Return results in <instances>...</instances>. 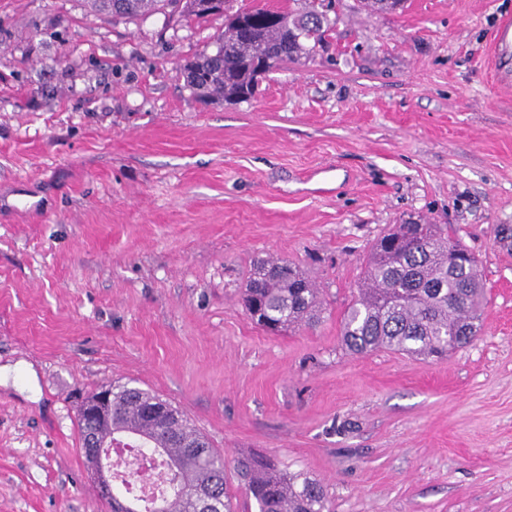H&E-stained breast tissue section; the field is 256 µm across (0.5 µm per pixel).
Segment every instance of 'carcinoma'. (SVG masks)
<instances>
[{
    "instance_id": "cac0c4a2",
    "label": "carcinoma",
    "mask_w": 512,
    "mask_h": 512,
    "mask_svg": "<svg viewBox=\"0 0 512 512\" xmlns=\"http://www.w3.org/2000/svg\"><path fill=\"white\" fill-rule=\"evenodd\" d=\"M105 14L139 18L177 10L197 19L224 17L216 49L185 67L186 87L199 99L245 102L255 93L257 71L291 59L318 44L336 24L313 7L299 13L265 4L242 5L232 12L205 6L203 0H89ZM373 13L393 11L404 0H359ZM311 20L308 35L294 33L297 20ZM461 243L439 224L394 225L373 245L357 294L340 321L345 348L354 354L382 349L411 357H443L469 344L478 332L485 299L479 263L448 266V245ZM250 318L278 334L320 321L319 290L285 260L256 262L243 295ZM159 396L128 383L112 385V424L98 427L100 439L132 436L163 457L169 475L158 495L136 498V512H232L224 453L184 416L164 421L145 415ZM234 472L257 512H329L320 480L281 469L266 456L237 459Z\"/></svg>"
}]
</instances>
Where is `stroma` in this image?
Wrapping results in <instances>:
<instances>
[{"mask_svg":"<svg viewBox=\"0 0 512 512\" xmlns=\"http://www.w3.org/2000/svg\"><path fill=\"white\" fill-rule=\"evenodd\" d=\"M254 98L191 96L223 18L0 0V512H106L76 407L136 381L224 453L325 484L334 512H512V0H335ZM443 224L478 258L482 329L443 359L354 354L340 321L378 236ZM318 288L271 335L257 260ZM493 48L497 71V80L508 86L511 83V68L507 61L512 58V23L506 21L496 30L493 38ZM243 301L250 318L274 334L296 326H313L320 321L323 311L318 288L285 260L257 261L247 281Z\"/></svg>","mask_w":512,"mask_h":512,"instance_id":"obj_1","label":"stroma"}]
</instances>
